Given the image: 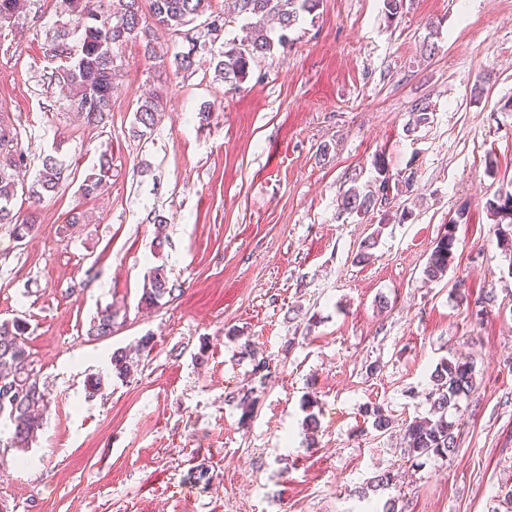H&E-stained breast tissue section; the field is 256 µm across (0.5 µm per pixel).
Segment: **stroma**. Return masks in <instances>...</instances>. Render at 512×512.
<instances>
[{"instance_id":"stroma-1","label":"stroma","mask_w":512,"mask_h":512,"mask_svg":"<svg viewBox=\"0 0 512 512\" xmlns=\"http://www.w3.org/2000/svg\"><path fill=\"white\" fill-rule=\"evenodd\" d=\"M76 22L66 0H35L0 24V112L31 170L50 153L69 174L32 233L0 225V321H27L48 399L27 450L4 447L0 420V512H375L389 499L397 512H512V260L488 210L512 190V0H405L392 23L383 0H320L236 91L211 54L243 37L240 23L200 44L185 75L171 63L187 39L160 29L162 62L135 40L120 49L98 127L44 78L60 64L47 51L53 31ZM151 90L164 110L144 141L134 110ZM422 99L430 119L418 126ZM103 153L112 178L83 198ZM378 154L412 175L413 193L340 213ZM75 208L85 221L67 224ZM453 217L455 259L443 280H425ZM373 235L372 259L356 263ZM160 264L174 290L148 309L143 281ZM488 294L476 323L468 303ZM107 308L112 336H89ZM247 347L270 356L268 376L253 374ZM119 348L134 362L125 378L111 372ZM453 357L473 362L476 390L452 414V459L420 462L403 431L427 416L431 374ZM91 375L104 381L92 397ZM246 389L247 420L231 399ZM372 404L390 415L387 432L363 415ZM201 469L209 483L194 481ZM387 471L395 482L358 497Z\"/></svg>"}]
</instances>
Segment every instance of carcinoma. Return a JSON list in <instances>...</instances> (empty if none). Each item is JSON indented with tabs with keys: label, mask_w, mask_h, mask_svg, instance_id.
I'll return each mask as SVG.
<instances>
[{
	"label": "carcinoma",
	"mask_w": 512,
	"mask_h": 512,
	"mask_svg": "<svg viewBox=\"0 0 512 512\" xmlns=\"http://www.w3.org/2000/svg\"><path fill=\"white\" fill-rule=\"evenodd\" d=\"M320 0H233L234 19L243 22L246 36L240 41L224 42V50L215 58V71L229 89L235 90L246 79L256 59L273 52L275 46L287 42V31L312 14ZM30 0H0V21L10 20L27 9ZM70 10L80 17L74 32H58L50 44V54L63 61L45 76L49 83L66 91L70 106L78 119L86 125L103 124L112 112V85L116 76V54L128 41L140 42L145 57H157L153 28L160 27L177 33L182 28L199 22L201 31L215 41L222 25L219 21L203 19L208 0H112V11L97 10L88 0H68ZM76 35L77 44L70 45V35ZM163 110V97L159 93L141 99L134 112L132 132L144 139L150 136ZM19 132L10 115L0 113V224L14 225L18 239L34 228L36 220L29 217L19 222L13 201L22 193L39 203L45 195L58 191L64 179V164L48 154L42 159L35 179L27 184L21 178L26 167L23 152L18 149ZM374 180L379 191L348 189L340 199L342 212L367 214L388 203L390 190L409 192L413 176L403 178L391 173L382 155L373 162ZM112 177V156L103 154L97 168L80 185L81 194L92 198L99 194ZM498 217L495 235L498 241L512 245V193L498 194L489 203ZM458 220L444 225L434 247L428 255L423 274L428 280L444 277L454 259L457 244L455 235ZM165 265L155 266L145 280L140 302L151 308L171 295ZM114 315L105 309L92 323L89 334L97 338L112 335ZM27 324L21 319L0 322V417L5 415L13 424L7 446L26 449L33 443L43 425L47 398L37 376L29 369L26 349ZM112 374L124 378L131 372L128 355L116 350L110 357ZM475 368L471 362L444 359L437 364L431 379L432 388L426 393L430 416L406 424L403 432L405 448L416 458L451 457L456 448L454 422L448 413L458 409L459 402L475 391ZM242 409V419L251 416L255 399L252 390H240L231 396ZM364 416L371 419L372 427L381 433L391 428L392 420L381 406H365Z\"/></svg>",
	"instance_id": "cac0c4a2"
}]
</instances>
